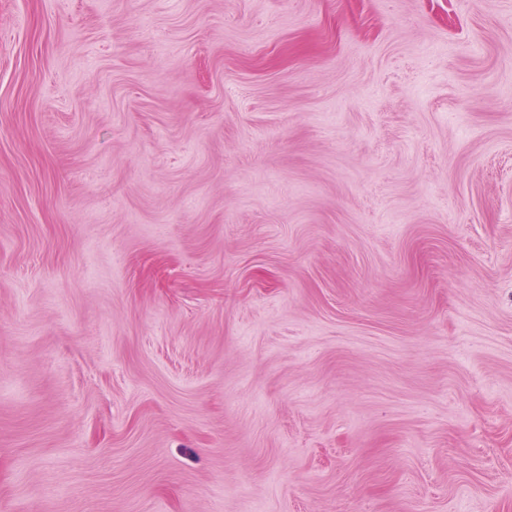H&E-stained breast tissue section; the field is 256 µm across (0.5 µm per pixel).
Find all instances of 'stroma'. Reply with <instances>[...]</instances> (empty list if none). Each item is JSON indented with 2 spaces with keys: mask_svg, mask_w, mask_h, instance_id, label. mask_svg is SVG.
I'll list each match as a JSON object with an SVG mask.
<instances>
[{
  "mask_svg": "<svg viewBox=\"0 0 512 512\" xmlns=\"http://www.w3.org/2000/svg\"><path fill=\"white\" fill-rule=\"evenodd\" d=\"M0 512H512V0H0Z\"/></svg>",
  "mask_w": 512,
  "mask_h": 512,
  "instance_id": "obj_1",
  "label": "stroma"
}]
</instances>
